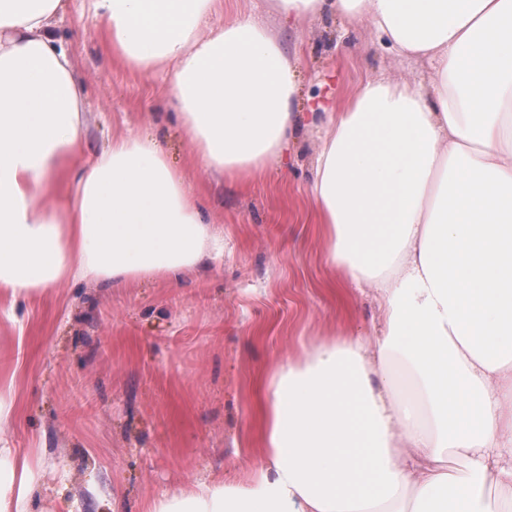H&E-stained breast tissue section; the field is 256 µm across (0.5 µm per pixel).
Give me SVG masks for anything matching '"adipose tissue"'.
Returning a JSON list of instances; mask_svg holds the SVG:
<instances>
[{
    "label": "adipose tissue",
    "mask_w": 512,
    "mask_h": 512,
    "mask_svg": "<svg viewBox=\"0 0 512 512\" xmlns=\"http://www.w3.org/2000/svg\"><path fill=\"white\" fill-rule=\"evenodd\" d=\"M216 3L87 13L112 59L170 67L201 161L234 179L288 148L298 67L254 17L211 27ZM66 6L0 0V288L15 298L65 279L175 281L224 247L154 137L79 161L82 89L53 31ZM277 6L291 22L367 21L433 64L432 94L370 79L326 113L309 187L326 263L378 293L385 328L283 362L265 384L262 466L155 512H512V0Z\"/></svg>",
    "instance_id": "obj_1"
}]
</instances>
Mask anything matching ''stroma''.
<instances>
[{"mask_svg": "<svg viewBox=\"0 0 512 512\" xmlns=\"http://www.w3.org/2000/svg\"><path fill=\"white\" fill-rule=\"evenodd\" d=\"M275 0H221L223 25L261 18L297 50L300 128L282 162L234 181L208 171L167 99L170 73L112 62L69 0L55 33L84 89L88 157L128 134L158 137L183 170L224 254L176 282L63 281L17 300L0 292V386L11 384L6 438L31 490L23 512H151L199 482L244 481L261 464L256 392L304 345L342 331L374 338L372 295L338 304L326 282L307 191L324 126L310 112L343 103L370 78L427 84L424 60L398 56L365 22L331 15L288 29Z\"/></svg>", "mask_w": 512, "mask_h": 512, "instance_id": "stroma-1", "label": "stroma"}]
</instances>
